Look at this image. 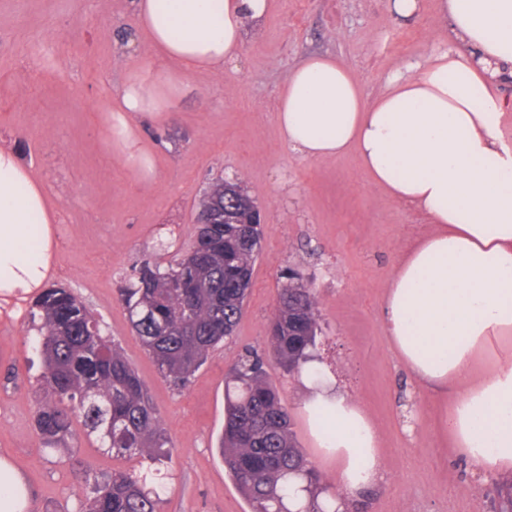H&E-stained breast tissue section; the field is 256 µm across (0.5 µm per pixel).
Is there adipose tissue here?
<instances>
[{
	"label": "adipose tissue",
	"mask_w": 512,
	"mask_h": 512,
	"mask_svg": "<svg viewBox=\"0 0 512 512\" xmlns=\"http://www.w3.org/2000/svg\"><path fill=\"white\" fill-rule=\"evenodd\" d=\"M137 30L177 72L133 69L115 95L109 147L138 185L157 178L143 120L164 123L191 74L236 59L269 0H133ZM447 46L368 99L350 67L311 55L278 94L275 122L301 158L354 152L372 184L432 229L404 249L381 316L391 348L429 392L448 398L443 430L473 474L512 475V0H440ZM58 212L20 152L0 146V300L42 288L56 261ZM300 411L336 466V512L379 486L377 432L321 361L300 374ZM22 475L0 458V512H31Z\"/></svg>",
	"instance_id": "ef3b65f1"
}]
</instances>
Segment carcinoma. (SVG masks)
<instances>
[{"label": "carcinoma", "mask_w": 512, "mask_h": 512, "mask_svg": "<svg viewBox=\"0 0 512 512\" xmlns=\"http://www.w3.org/2000/svg\"><path fill=\"white\" fill-rule=\"evenodd\" d=\"M230 186L247 195L241 183L217 180L205 191L200 210L229 200ZM236 215L233 222L197 225L191 256L173 266H145L122 289L132 332L158 372L178 387L216 346L233 337L243 313L262 227L251 223L250 207H236ZM30 315L40 321L46 400L37 407L35 426L43 447L65 444L79 415L101 447L118 456L158 459L167 443L158 410L138 372L102 334L94 311L67 288H47ZM321 332L315 288L290 273L269 322L268 352L286 372L297 374ZM224 399L219 454L251 512H290V477L301 478L310 494L299 512H328L317 501L327 485L298 446L288 409L259 356L246 352L231 365ZM160 480L152 469L114 473L96 484L84 512H159ZM495 512H512V483L497 486Z\"/></svg>", "instance_id": "obj_1"}]
</instances>
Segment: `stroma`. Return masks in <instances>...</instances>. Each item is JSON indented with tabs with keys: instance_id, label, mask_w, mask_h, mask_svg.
Instances as JSON below:
<instances>
[{
	"instance_id": "obj_1",
	"label": "stroma",
	"mask_w": 512,
	"mask_h": 512,
	"mask_svg": "<svg viewBox=\"0 0 512 512\" xmlns=\"http://www.w3.org/2000/svg\"><path fill=\"white\" fill-rule=\"evenodd\" d=\"M438 0L413 20L389 0H272L260 35L248 38L223 74L188 77L156 141L157 179L136 185L106 147L111 95L130 68L158 65L142 41L122 43L136 19L130 0H0V145L20 150L68 216L50 284L70 288L101 320L152 396L172 455L161 512H250L217 450L224 428V378L245 351H264L280 276L313 281L322 335L317 352L339 386L368 413L380 438L385 482L354 512H494L493 481L473 477L442 432L444 402L396 361L380 308L406 242L430 224L374 188L354 155L300 159L283 145L273 106L289 73L313 53L336 56L377 97L391 73L422 61L448 32ZM56 44L45 65L36 44ZM242 179L264 224L262 252L234 336L181 388L163 378L134 336L118 290L146 262L168 265L188 251L195 215L217 179ZM31 299L0 305V457L32 492L33 512H81L97 482L149 469L77 430L43 448L35 427L42 372ZM268 375L288 408L297 442L311 450L298 378L275 360ZM417 414L406 435L408 414Z\"/></svg>"
}]
</instances>
